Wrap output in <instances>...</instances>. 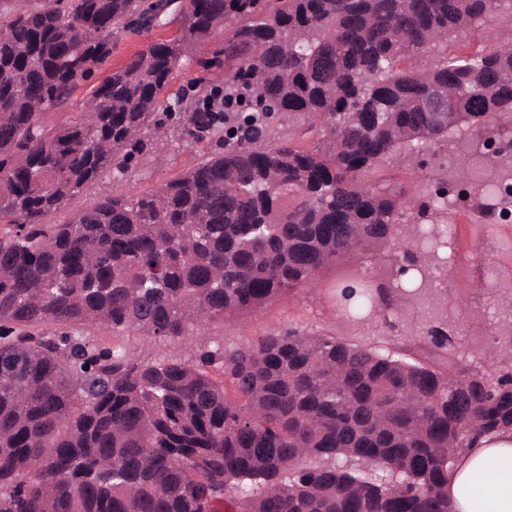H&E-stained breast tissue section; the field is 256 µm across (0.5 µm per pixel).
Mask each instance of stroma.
<instances>
[{"instance_id":"obj_1","label":"stroma","mask_w":512,"mask_h":512,"mask_svg":"<svg viewBox=\"0 0 512 512\" xmlns=\"http://www.w3.org/2000/svg\"><path fill=\"white\" fill-rule=\"evenodd\" d=\"M179 32L180 23L175 20L149 33L122 38L113 44L112 55L98 71V78H105L151 42L175 37ZM212 48V42L206 41L186 49L169 92H178L202 77L209 86H223V68L211 64ZM208 149V144L191 142L182 125L171 124L165 149L146 152L123 176H103L69 201L52 221L67 223L100 197L112 193L133 195L154 190L201 161ZM440 231L443 244L439 264L431 272L434 282L441 286L438 302L418 304L408 316L393 310L382 312L363 321L360 336L378 340L410 336L444 316L449 332L461 342L456 351L460 361L479 371L491 370L495 363L488 348L508 323L502 315L501 301L512 297V223H503L496 213L481 217L477 204L471 202L465 208L454 209ZM401 263V258L383 246L351 254L342 261L351 273L371 281L383 278L385 270L398 269ZM335 282V272L326 271L318 288L299 290L271 302L257 313L235 319L220 334L225 342L237 345L290 325L310 333L341 331L348 322L336 304Z\"/></svg>"}]
</instances>
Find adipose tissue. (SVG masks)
Returning <instances> with one entry per match:
<instances>
[{
  "label": "adipose tissue",
  "instance_id": "obj_1",
  "mask_svg": "<svg viewBox=\"0 0 512 512\" xmlns=\"http://www.w3.org/2000/svg\"><path fill=\"white\" fill-rule=\"evenodd\" d=\"M453 512H512V431L463 449L448 474Z\"/></svg>",
  "mask_w": 512,
  "mask_h": 512
}]
</instances>
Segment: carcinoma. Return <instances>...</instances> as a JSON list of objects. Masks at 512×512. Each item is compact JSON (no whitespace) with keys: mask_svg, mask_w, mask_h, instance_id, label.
I'll list each match as a JSON object with an SVG mask.
<instances>
[{"mask_svg":"<svg viewBox=\"0 0 512 512\" xmlns=\"http://www.w3.org/2000/svg\"><path fill=\"white\" fill-rule=\"evenodd\" d=\"M180 36L151 43L92 87L97 107L48 127L112 55L172 0H13L0 7V512H453L448 470L479 435L512 430V336L491 372L461 366L455 338L357 343L289 326L232 349L212 331L256 313L346 256L387 244L418 258L342 299L410 314L437 261L411 220L419 154L468 178L448 145L470 131L512 143V0H194ZM224 41V108L164 96L188 41ZM482 48L449 50L464 31ZM434 85L454 95L426 128ZM267 95L276 111L256 110ZM184 113L214 152L162 186L51 217L102 176L166 144ZM314 138L310 147L306 140ZM403 155L409 171L383 163ZM512 182V154L475 156ZM181 337L194 357L139 359L100 342ZM473 426L470 436L462 424Z\"/></svg>","mask_w":512,"mask_h":512,"instance_id":"1","label":"carcinoma"}]
</instances>
